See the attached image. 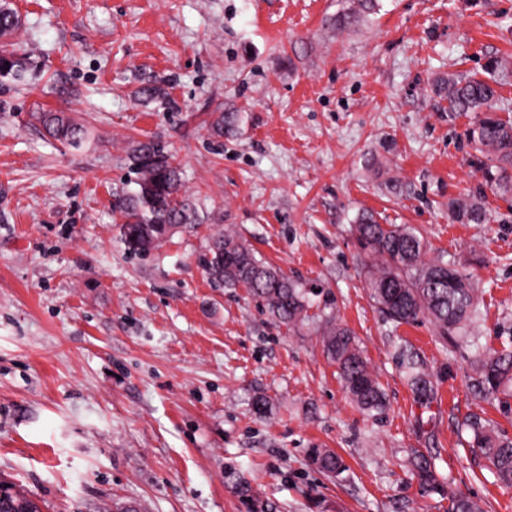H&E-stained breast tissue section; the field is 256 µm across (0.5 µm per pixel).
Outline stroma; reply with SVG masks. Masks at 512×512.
<instances>
[{
	"mask_svg": "<svg viewBox=\"0 0 512 512\" xmlns=\"http://www.w3.org/2000/svg\"><path fill=\"white\" fill-rule=\"evenodd\" d=\"M10 5L25 71L0 75V477L42 512H247L241 476L263 512H450L412 474L422 454L483 512H512V486L461 426L476 413L512 437V392L476 395L472 351L429 321L383 319L354 232L365 210L417 227L429 257L478 279L483 347L512 348V196L482 188L469 116L430 89L512 57V0H380L341 35L323 24L340 0ZM150 81L169 104L140 95ZM227 109L241 121L220 137L209 122ZM43 112L90 141L54 140ZM149 140L180 162L201 222L132 259L112 201ZM475 191L489 223L455 222L449 200ZM224 231L319 287L303 324L210 284L199 256ZM330 315L354 333L382 414L349 399L326 357ZM404 349L437 387L430 409ZM315 444L342 456L341 476L310 466ZM38 118L51 137L69 146L80 147L90 139L89 128L63 112H45Z\"/></svg>",
	"mask_w": 512,
	"mask_h": 512,
	"instance_id": "obj_1",
	"label": "stroma"
}]
</instances>
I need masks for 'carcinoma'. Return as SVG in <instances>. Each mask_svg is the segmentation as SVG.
<instances>
[{"label":"carcinoma","mask_w":512,"mask_h":512,"mask_svg":"<svg viewBox=\"0 0 512 512\" xmlns=\"http://www.w3.org/2000/svg\"><path fill=\"white\" fill-rule=\"evenodd\" d=\"M379 11V0H346L329 25L342 33L367 22ZM18 25L15 12L0 6V36ZM491 74L512 77V63L503 57L488 61ZM498 82L475 76L450 74L434 84L435 93L448 100V111L470 114L465 131L468 144L476 151L472 163L482 174L485 186L502 194H512V121L498 112L505 109L497 91ZM39 120L47 133L72 147L90 139L89 128L62 112H45ZM240 115L234 111L218 113L211 122L222 136L236 131ZM137 174L136 188L115 197L113 207L121 215L119 240L125 251L143 257L175 234V230L200 223L194 202L181 192L178 166L165 146L158 142L140 143L131 154ZM453 218L460 224H484L486 211L481 196L460 197L449 203ZM355 232L360 248L382 258L381 265L366 271L370 298L396 325L430 321L440 335L459 337L475 344L469 328L479 316L478 284L473 276L460 270L456 262L441 257L426 260L427 243L421 233L407 225L382 224L375 214L365 212L357 218ZM209 281L217 287L235 291L244 288L260 302L269 315L284 325H297L308 318V294L311 290L291 279L281 269L259 260L234 233H218L208 242L200 258ZM324 350L337 364L347 393L368 413H381L384 395L371 374L353 332L333 317L326 319L322 338ZM401 366L416 391L418 402L427 408L435 392L413 356L403 352ZM478 385L487 393H497L512 385V350L485 355L477 361ZM472 433L471 447L480 451L487 468L497 479L512 485V438L488 422L473 415L463 422ZM315 468L330 477L346 471L342 459L326 448L309 449ZM413 466L422 487L435 491L440 484L432 459L417 455ZM451 512H479L477 504L461 494L450 493ZM0 512H41L39 504L20 485L9 482L0 487Z\"/></svg>","instance_id":"cac0c4a2"}]
</instances>
